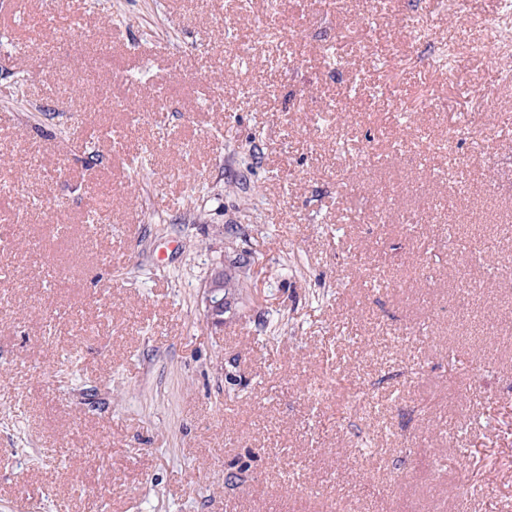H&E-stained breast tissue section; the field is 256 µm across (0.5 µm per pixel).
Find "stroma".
I'll return each mask as SVG.
<instances>
[{"mask_svg":"<svg viewBox=\"0 0 512 512\" xmlns=\"http://www.w3.org/2000/svg\"><path fill=\"white\" fill-rule=\"evenodd\" d=\"M498 15L0 0V512H512V86L413 32ZM244 284L231 270H216L208 280L203 291L204 315L209 324L216 328H223L224 314L230 308L229 314L235 313L234 304L237 305L238 299H242ZM230 299V304L227 300Z\"/></svg>","mask_w":512,"mask_h":512,"instance_id":"obj_1","label":"stroma"}]
</instances>
